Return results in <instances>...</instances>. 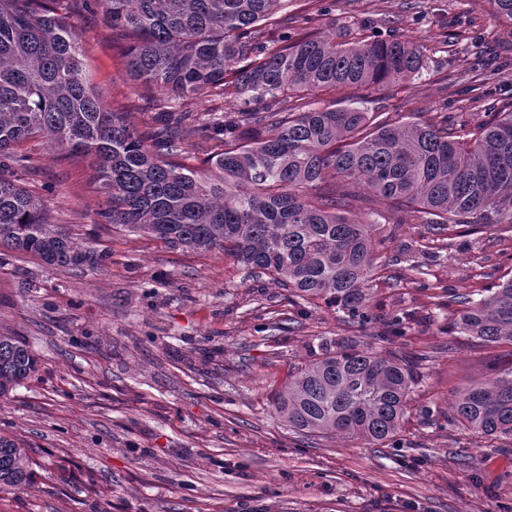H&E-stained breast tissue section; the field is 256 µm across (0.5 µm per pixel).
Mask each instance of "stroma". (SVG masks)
Returning a JSON list of instances; mask_svg holds the SVG:
<instances>
[{
  "label": "stroma",
  "instance_id": "obj_1",
  "mask_svg": "<svg viewBox=\"0 0 512 512\" xmlns=\"http://www.w3.org/2000/svg\"><path fill=\"white\" fill-rule=\"evenodd\" d=\"M489 0H334L324 30L367 23L424 46L428 69L403 84L322 93V104L360 103L393 121L457 113L475 125L482 108L466 89L496 44L512 82V24ZM97 93L124 92L130 120L150 104L108 41L99 14L77 20ZM24 147L38 171L18 183L44 196L54 223L91 235L110 254L95 273L56 272L29 255L0 264V331L23 337L38 378L0 400V433L23 440L38 462L27 488L0 492V512H512V439L438 428L422 407L447 416L457 387L512 367V343L486 345L450 333L438 289L480 293L512 276V235L497 230L438 240L427 224H381L378 254H400L373 283L378 318L366 326L324 304L296 303L288 289L221 252L173 250L107 224L105 197L86 158L38 136ZM427 263L423 284L407 262ZM409 318L405 343L423 350L419 383L399 448H368L289 427L272 398L289 371L323 343L383 332L393 312ZM70 479L61 482L60 467Z\"/></svg>",
  "mask_w": 512,
  "mask_h": 512
}]
</instances>
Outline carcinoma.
<instances>
[{
  "label": "carcinoma",
  "mask_w": 512,
  "mask_h": 512,
  "mask_svg": "<svg viewBox=\"0 0 512 512\" xmlns=\"http://www.w3.org/2000/svg\"><path fill=\"white\" fill-rule=\"evenodd\" d=\"M288 0H0V256L95 273L110 255L50 220L44 197L6 169H36L20 150L34 135L89 156L108 223L173 249L222 251L307 304L363 326L376 318L370 282L380 267L375 223L350 214L383 205L392 224L439 234L506 225L512 232V111L468 130L454 117L392 122L359 106L317 107L306 96L412 80L423 47L399 35L367 40L366 25L326 33L307 16L278 21ZM102 14L128 74L158 106L148 131L109 104L85 72L73 18ZM470 101L497 93L475 81ZM234 97L244 107L224 110ZM211 151L200 160L201 144ZM358 179L372 197L340 190ZM451 330L484 344L512 342V278L478 300L448 296ZM371 342L342 339L288 374L276 415L311 435L399 448L418 384L415 360L376 344L403 340L387 318ZM18 336L0 334V398L38 376ZM448 425L512 437V368L455 391ZM29 449L0 434V491L36 475Z\"/></svg>",
  "instance_id": "obj_1"
}]
</instances>
